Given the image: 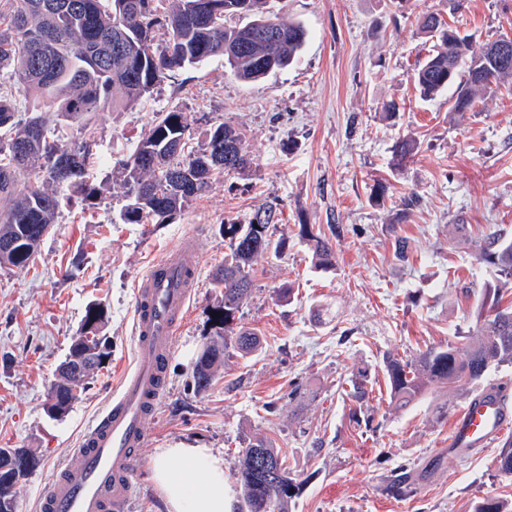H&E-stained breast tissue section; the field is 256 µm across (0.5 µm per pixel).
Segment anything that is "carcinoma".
<instances>
[{
  "instance_id": "1",
  "label": "carcinoma",
  "mask_w": 512,
  "mask_h": 512,
  "mask_svg": "<svg viewBox=\"0 0 512 512\" xmlns=\"http://www.w3.org/2000/svg\"><path fill=\"white\" fill-rule=\"evenodd\" d=\"M0 0V71L14 84L42 101L17 118L20 106L12 89L0 87V266L23 269L50 226L56 223L58 189L81 196L92 209L102 194L89 177L97 154V140L89 129L91 115L118 111L140 103L171 72L196 67L212 58L237 79L252 82L294 63L306 42V30L270 10L269 0ZM420 30L435 39L431 53L418 63L413 82L431 99L455 87L452 111L464 119L475 98L486 90L512 81V36L501 35L482 45L461 33L440 14L418 19ZM167 33L164 46L153 41ZM418 152L415 139L405 136L393 145L392 164L402 167ZM254 165L244 133L221 122L204 141L190 143L189 123L183 112L156 114L127 159L120 161L127 203V224H169L187 206L204 195L226 171L244 172ZM27 174L34 180L23 182ZM270 221L224 225L229 253L214 273L224 289L214 312L218 324L193 370L197 389L208 388L215 367L232 346L241 357L254 355L258 334L239 325V313L252 296L254 265L264 253H282L288 237L273 239ZM450 238L474 246L477 263L492 270L469 330L446 347L427 349L415 360L388 353L383 368L391 402L405 408L435 388L477 384L496 367L512 365V231L486 225L481 236L468 234L465 224L448 225ZM297 236L306 242L315 266H336L332 243L312 224L299 225ZM104 309L87 307L79 332L72 337L67 358L81 371L56 370L46 410L51 418L66 416L76 389L109 355L103 333ZM370 373L359 368L349 379L350 396L366 399ZM10 453L19 477L39 464L29 448H0ZM497 474L512 477V442L503 443ZM234 476L241 491L239 512H288L303 482L284 465L274 442L257 438L238 455ZM468 512H512V499L487 493L470 501Z\"/></svg>"
}]
</instances>
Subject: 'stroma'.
Masks as SVG:
<instances>
[{
  "mask_svg": "<svg viewBox=\"0 0 512 512\" xmlns=\"http://www.w3.org/2000/svg\"><path fill=\"white\" fill-rule=\"evenodd\" d=\"M307 40L293 65L244 83L224 61L170 74L144 102L96 113L91 127L98 159L90 177L102 186L95 209L69 190L28 267H0V448H29L39 467L15 488L16 512H38V499L55 468L77 447L107 406L134 351V283L152 259L200 237L191 258L199 288L180 329L168 390L144 423L138 494L131 512H168L150 479L159 448H209L232 470L247 441L272 439L301 494L288 512H464L483 493L512 497V481L496 471L499 446L461 458L448 451L452 423L475 388L436 390L398 409L390 403L382 360L408 359L444 347L467 330L469 313L489 274L448 237L449 225L473 231L499 224L512 230V90L478 97L466 121L450 111L448 93L422 99L412 74L434 41L418 26L426 12L484 43L512 36V0H466L449 14L446 0H271ZM397 101V117L383 105ZM186 113L192 144L226 122L242 129L254 159L250 171L218 177L170 224H127L116 173L156 113ZM419 151L405 167L391 164L399 136ZM384 183L386 196L370 195ZM415 196L412 208L404 200ZM271 209L283 253L254 267L255 286L243 324L261 346L252 359L230 353L210 386L196 390L193 368L214 329L221 302L212 276L224 263L227 224H245ZM332 236L335 268L315 267L299 241V225ZM412 247L410 263L394 255L396 237ZM295 288L292 303L278 288ZM106 311L112 353L66 417H48L49 385L90 303ZM370 370L363 404L349 397L353 369ZM304 393L289 398L293 385ZM376 425L353 422L355 406ZM412 471L416 491L387 490L390 475Z\"/></svg>",
  "mask_w": 512,
  "mask_h": 512,
  "instance_id": "stroma-1",
  "label": "stroma"
}]
</instances>
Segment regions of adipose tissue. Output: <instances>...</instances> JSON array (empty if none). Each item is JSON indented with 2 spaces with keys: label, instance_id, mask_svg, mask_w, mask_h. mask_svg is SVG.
<instances>
[{
  "label": "adipose tissue",
  "instance_id": "1",
  "mask_svg": "<svg viewBox=\"0 0 512 512\" xmlns=\"http://www.w3.org/2000/svg\"><path fill=\"white\" fill-rule=\"evenodd\" d=\"M150 472L169 512H233L235 508L224 460L211 449H158Z\"/></svg>",
  "mask_w": 512,
  "mask_h": 512
}]
</instances>
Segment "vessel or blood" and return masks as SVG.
<instances>
[{
    "label": "vessel or blood",
    "instance_id": "vessel-or-blood-1",
    "mask_svg": "<svg viewBox=\"0 0 512 512\" xmlns=\"http://www.w3.org/2000/svg\"><path fill=\"white\" fill-rule=\"evenodd\" d=\"M197 249L196 238L187 236L137 279L133 365L78 447L53 471L40 495L39 512H128L137 493L138 450L148 439L143 421L165 393V364L195 293L190 257ZM511 429L512 406L487 389L457 415L448 446L464 457Z\"/></svg>",
    "mask_w": 512,
    "mask_h": 512
}]
</instances>
